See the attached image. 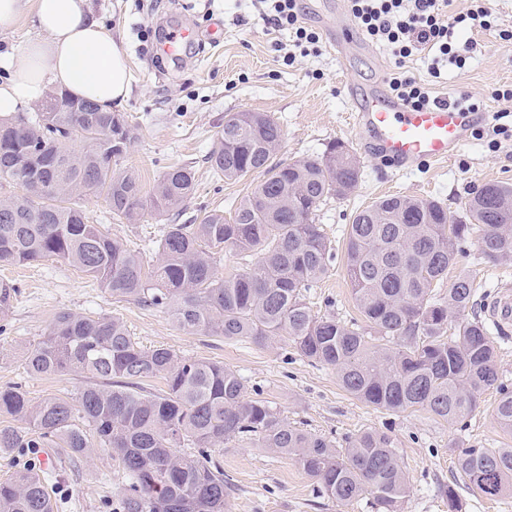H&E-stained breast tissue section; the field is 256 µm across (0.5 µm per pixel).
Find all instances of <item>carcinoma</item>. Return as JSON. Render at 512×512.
Masks as SVG:
<instances>
[{
  "instance_id": "carcinoma-1",
  "label": "carcinoma",
  "mask_w": 512,
  "mask_h": 512,
  "mask_svg": "<svg viewBox=\"0 0 512 512\" xmlns=\"http://www.w3.org/2000/svg\"><path fill=\"white\" fill-rule=\"evenodd\" d=\"M34 121L0 118V180L21 193L0 199V264L55 258L93 277L111 298L170 312L189 334L258 345L286 337L309 362L336 369L342 387L377 409L427 410L461 422L477 395L499 394L495 420L512 432V390L499 381L485 322L468 317L474 288L461 272L448 292L433 288L457 264L459 244L478 234L490 262L512 260V185L487 183L448 222L432 198L391 196L354 213L347 232L346 275L363 323L317 316L306 293L328 271L333 246L315 212L328 198L353 195L361 162L340 141L320 157L273 161L283 131L265 112H234L208 156L226 181L261 174L233 212H211L198 224H166L151 251L131 250L70 203L102 194L112 214L134 223L144 208L133 171L112 168L133 131L119 112L65 91L45 100ZM83 148L72 150L68 142ZM192 169L171 167L153 189L152 206L177 212L194 193ZM231 250L236 272L218 274ZM454 324V335H447ZM29 373L52 376L76 368L90 379L76 400L29 399L18 386L0 388V413L23 423L0 427V449L65 448L78 459L99 450L119 461L126 482L118 512H228L224 470L213 454L253 435L259 447L284 454L339 504L370 497L380 512H402L409 477L390 438L364 430L333 441L305 432L260 398H248L231 368L184 358L168 348L144 349L111 315L58 313L26 351ZM157 376L165 389L143 382ZM190 448V453H177ZM459 477L487 497L512 492V448L454 450ZM0 512H53L45 480L26 466L0 482Z\"/></svg>"
}]
</instances>
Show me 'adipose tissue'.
<instances>
[{
  "mask_svg": "<svg viewBox=\"0 0 512 512\" xmlns=\"http://www.w3.org/2000/svg\"><path fill=\"white\" fill-rule=\"evenodd\" d=\"M31 14L38 35L0 53V115L43 102L51 89L94 101L125 104L133 74L123 47L93 14L90 0H0V31Z\"/></svg>",
  "mask_w": 512,
  "mask_h": 512,
  "instance_id": "1",
  "label": "adipose tissue"
}]
</instances>
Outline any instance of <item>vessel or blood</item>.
Listing matches in <instances>:
<instances>
[{
  "instance_id": "1",
  "label": "vessel or blood",
  "mask_w": 512,
  "mask_h": 512,
  "mask_svg": "<svg viewBox=\"0 0 512 512\" xmlns=\"http://www.w3.org/2000/svg\"><path fill=\"white\" fill-rule=\"evenodd\" d=\"M324 35L343 58L362 44L359 31L331 17L324 22ZM349 93L353 124L360 140L402 168L421 161L447 160L469 141L480 118L479 113L448 105L411 108L380 83L366 91L353 84Z\"/></svg>"
}]
</instances>
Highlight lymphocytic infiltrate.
<instances>
[{
  "instance_id": "obj_1",
  "label": "lymphocytic infiltrate",
  "mask_w": 512,
  "mask_h": 512,
  "mask_svg": "<svg viewBox=\"0 0 512 512\" xmlns=\"http://www.w3.org/2000/svg\"><path fill=\"white\" fill-rule=\"evenodd\" d=\"M262 15L274 29L291 31L295 47L317 46L319 33L302 20L303 0H256ZM452 0H349L350 13L363 35L386 45L395 58L389 76L392 94L407 105L422 108L435 105L425 83L409 76L405 64L417 53L432 57L429 73L439 77L442 67L464 68L474 48L473 40H460L461 29H491L488 7L450 13Z\"/></svg>"
}]
</instances>
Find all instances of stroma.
<instances>
[{"label": "stroma", "mask_w": 512, "mask_h": 512, "mask_svg": "<svg viewBox=\"0 0 512 512\" xmlns=\"http://www.w3.org/2000/svg\"><path fill=\"white\" fill-rule=\"evenodd\" d=\"M498 23L473 32L477 49L465 68L428 74L430 61L415 55L408 69L427 80L433 95L448 100L460 95L479 99L484 109L512 111V101L496 100L494 90L512 85V46L498 37L512 28V0H490ZM93 13L126 51L134 73L133 91L121 111L137 137L117 167L135 171L144 196H151L162 173L187 166L195 173L194 195L177 221L196 224L206 212L229 211L246 194L249 183H227L214 175L207 157L233 112H265L284 133L279 161L293 162L322 155L334 141L359 153L362 176L356 192L345 200H328L317 212L334 247L326 276L307 293L316 315L349 321L360 313L345 269L348 226L353 213L385 195L432 197L451 219L464 215L467 199L483 184H512V140L499 148L488 145L491 124L483 137H472L448 160L427 163L409 172L397 170L363 153L354 128L346 84L361 86L380 79L379 64H392L387 47L366 43L354 57L342 59L320 45L318 54L297 57L285 65L279 46L289 34L272 30L251 0H92ZM182 25L197 42L177 64L154 65L144 48L149 29ZM79 204L90 222L104 225L112 238L133 249L149 250L167 223V216L144 208L136 223L113 219L104 196L88 195ZM462 253L449 276L467 272L474 280V310L485 314L489 303L512 291V262L491 265L481 255L477 236L461 245ZM15 285L8 312L0 314V388L20 386L29 399L74 398L86 377L72 369L55 376L28 374L25 353L45 335L54 316L71 310L88 315L120 317L131 336L147 349L165 347L179 356L224 363L242 379L247 396L261 395L301 429L344 444L348 436L377 430L390 436L410 480L403 512H448L441 489L454 485L462 512H512V494L489 499L458 483L454 449L511 448L512 434L494 419L495 390L477 399L476 408L451 425L421 409L393 413L366 406L340 385L336 371L313 365L287 341L259 346L248 339L227 340L181 330L167 311L108 297L98 283L60 260L0 266V282ZM47 488L59 506L56 512H110L123 479L117 460L93 451L71 461L66 449H55ZM218 459L230 486L231 512H376L371 499L342 506L318 496L315 482L288 456L258 447L239 437Z\"/></svg>", "instance_id": "stroma-1"}]
</instances>
